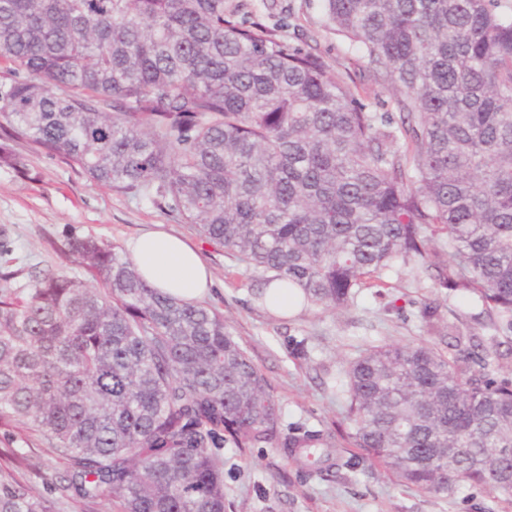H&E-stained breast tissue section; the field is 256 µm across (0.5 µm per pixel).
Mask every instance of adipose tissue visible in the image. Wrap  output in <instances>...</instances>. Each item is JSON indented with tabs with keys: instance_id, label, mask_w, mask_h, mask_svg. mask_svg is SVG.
<instances>
[{
	"instance_id": "1",
	"label": "adipose tissue",
	"mask_w": 512,
	"mask_h": 512,
	"mask_svg": "<svg viewBox=\"0 0 512 512\" xmlns=\"http://www.w3.org/2000/svg\"><path fill=\"white\" fill-rule=\"evenodd\" d=\"M127 252L142 278L160 292L185 301L207 296L212 274L198 250L185 238L150 230L129 240Z\"/></svg>"
}]
</instances>
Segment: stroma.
Listing matches in <instances>:
<instances>
[{
  "mask_svg": "<svg viewBox=\"0 0 512 512\" xmlns=\"http://www.w3.org/2000/svg\"><path fill=\"white\" fill-rule=\"evenodd\" d=\"M253 20L273 28L282 11L315 39L336 77L390 99V85L375 82L348 41L321 23V0H245ZM19 169L0 167V272H15L14 283L29 287L36 267L88 280V273L64 256L72 238L94 236L117 245L154 224L187 237L212 271L215 287L205 303L224 316L235 340L269 380L281 404L279 434L295 427L332 436L345 447L353 426L346 418L345 369L366 349L395 343H421L429 334L424 305L436 306L451 332H474L512 346V332L492 325L473 295L434 288L415 264L383 271L382 287L362 288L341 309L302 304L286 314L270 311L260 298L266 284L245 270L224 248L148 200L110 191L81 169L36 154L17 142ZM304 341L306 355L291 351ZM224 512H512V497L463 483L450 493L418 491L398 484L380 466L360 462L328 473H311L282 448L267 444L239 448L224 441ZM68 469L33 439L24 477L33 490L54 499L53 488Z\"/></svg>",
  "mask_w": 512,
  "mask_h": 512,
  "instance_id": "1",
  "label": "stroma"
}]
</instances>
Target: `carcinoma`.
I'll use <instances>...</instances> for the list:
<instances>
[{
  "label": "carcinoma",
  "mask_w": 512,
  "mask_h": 512,
  "mask_svg": "<svg viewBox=\"0 0 512 512\" xmlns=\"http://www.w3.org/2000/svg\"><path fill=\"white\" fill-rule=\"evenodd\" d=\"M325 28L393 86L332 77L292 26L229 0H0V166L17 138L146 199L303 302L343 308L414 262L512 331V14L498 0H322ZM446 238L434 245L435 238ZM71 254L96 281L0 274V512H55L22 477L36 436L84 512H224L227 434L277 438L268 380L198 302L150 287L122 248ZM422 318L448 353L374 346L349 362L350 444L418 490L512 495V357ZM322 471L331 439L280 441Z\"/></svg>",
  "instance_id": "carcinoma-1"
}]
</instances>
